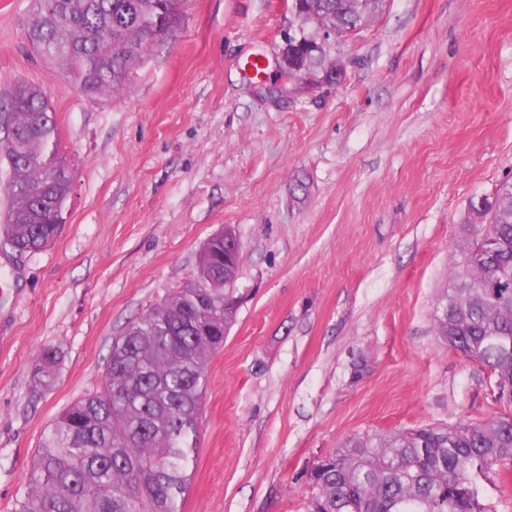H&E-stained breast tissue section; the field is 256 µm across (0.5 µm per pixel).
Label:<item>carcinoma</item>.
<instances>
[{"instance_id":"1","label":"carcinoma","mask_w":512,"mask_h":512,"mask_svg":"<svg viewBox=\"0 0 512 512\" xmlns=\"http://www.w3.org/2000/svg\"><path fill=\"white\" fill-rule=\"evenodd\" d=\"M386 0H303L302 28L333 26L346 35L379 16ZM167 25L147 41L155 17ZM180 0H33L28 39L67 69L87 93L118 89L130 66L163 47L181 26ZM17 132L4 152L9 208L6 240L27 253L54 244L63 230L72 174L59 152L55 113L42 88L9 93ZM490 224L474 225L466 262L449 273L433 309L434 328L496 385L512 391V182L494 195ZM224 245L198 257L194 279L131 322L112 344L102 386L65 408L48 429L18 512H181L197 448L208 358L236 320V298L210 287L224 277ZM61 361L40 351L34 377L51 386ZM512 472V414L453 426H427L351 439L310 473L308 512H497L481 480Z\"/></svg>"}]
</instances>
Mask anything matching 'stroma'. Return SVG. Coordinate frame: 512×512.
Listing matches in <instances>:
<instances>
[{
	"label": "stroma",
	"instance_id": "stroma-1",
	"mask_svg": "<svg viewBox=\"0 0 512 512\" xmlns=\"http://www.w3.org/2000/svg\"><path fill=\"white\" fill-rule=\"evenodd\" d=\"M30 6L0 0V99L43 87L73 183L52 247L0 244V512L114 340L227 227L240 304L182 512H307L313 465L348 440L502 413L432 310L471 200L512 182V0H387L284 93L291 0H187L173 39L98 94L33 49ZM46 347L63 362L40 389Z\"/></svg>",
	"mask_w": 512,
	"mask_h": 512
}]
</instances>
